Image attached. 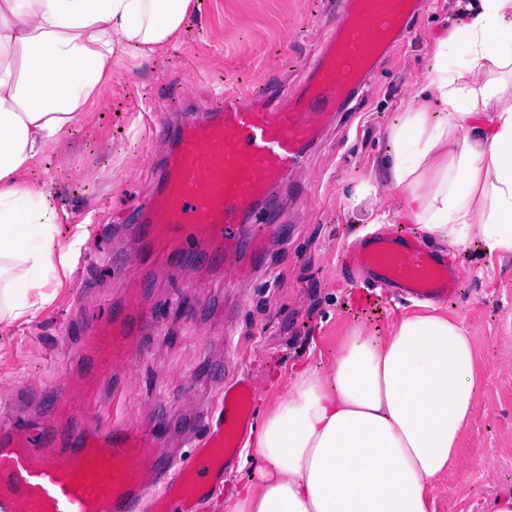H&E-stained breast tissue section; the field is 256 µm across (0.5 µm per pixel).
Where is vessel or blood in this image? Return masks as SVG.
Wrapping results in <instances>:
<instances>
[{"label": "vessel or blood", "mask_w": 512, "mask_h": 512, "mask_svg": "<svg viewBox=\"0 0 512 512\" xmlns=\"http://www.w3.org/2000/svg\"><path fill=\"white\" fill-rule=\"evenodd\" d=\"M422 4L336 0V21L298 91L278 80L247 99L227 89L173 129L155 114L154 136H172L174 149L136 214L135 254L176 266L195 249L235 280L253 279L269 243L288 237L267 206L273 189L306 163L354 91L410 34ZM339 266L361 275L364 288L400 297L448 300L460 291L459 269L405 230L358 239ZM157 320L131 285L109 319L81 325L66 363L77 384L27 387L0 407V512H199L240 453L253 394L225 371L219 396L184 421V452L166 447L159 429L103 416L113 366L134 358Z\"/></svg>", "instance_id": "vessel-or-blood-1"}]
</instances>
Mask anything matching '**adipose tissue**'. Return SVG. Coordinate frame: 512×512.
<instances>
[{
  "mask_svg": "<svg viewBox=\"0 0 512 512\" xmlns=\"http://www.w3.org/2000/svg\"><path fill=\"white\" fill-rule=\"evenodd\" d=\"M201 0H0V321L30 309L29 291L88 242L56 246L52 185L36 160L65 145L104 85L153 63ZM381 162L397 216L442 247L479 237L512 255V0H470L439 39ZM474 336L432 310L385 332L352 326L325 367L302 363L265 414L246 461L255 482L224 512H431L479 404Z\"/></svg>",
  "mask_w": 512,
  "mask_h": 512,
  "instance_id": "adipose-tissue-1",
  "label": "adipose tissue"
}]
</instances>
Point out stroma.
<instances>
[{"label": "stroma", "instance_id": "obj_1", "mask_svg": "<svg viewBox=\"0 0 512 512\" xmlns=\"http://www.w3.org/2000/svg\"><path fill=\"white\" fill-rule=\"evenodd\" d=\"M326 2L204 0L179 40L158 54L149 78L123 74L105 85L67 148L47 150L36 161L30 179L54 186L60 242H69L79 217L98 216L88 228V247L105 260L89 269L76 261L70 271L56 270L30 293L43 298L39 309L0 323V403L23 387L44 389L60 380L72 347L71 319L97 322L112 313L124 280L108 258L125 253L129 239L120 227L131 223L159 182L153 156L171 148L145 131V98L176 125L204 106V75L221 76L244 95L279 74L297 86L333 20ZM460 10V0H426L413 38L390 52L337 127L310 151L298 185L275 191L288 245L274 251L261 277L228 288L219 271L191 257L177 271L159 262L143 269L151 283L147 304L157 310L160 326L129 368L125 420L146 421L159 408L176 417L192 402L191 384L210 379L211 362L225 358L250 382L255 413L263 415L283 392L291 365L328 360L348 326L384 329L416 312L415 302L398 297L368 306L337 271L336 258L375 214L394 205L393 192L380 187L389 128L413 103L436 39ZM180 83L193 93L167 111L162 91ZM369 182L377 192L366 190ZM443 256L461 265L463 280L460 295L438 309L473 333L482 384L459 454L432 491L433 509L485 512L487 499L512 491V255L488 253L475 240Z\"/></svg>", "mask_w": 512, "mask_h": 512}]
</instances>
